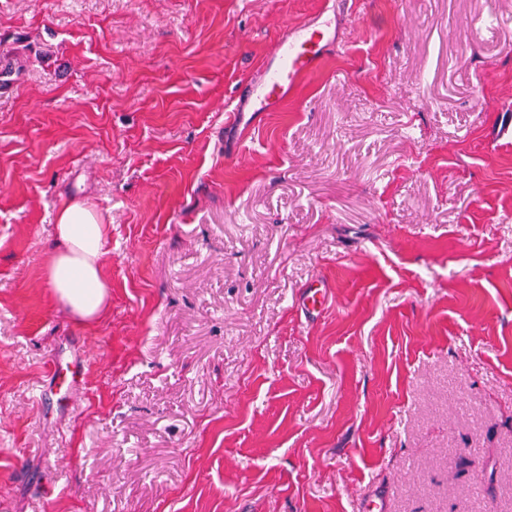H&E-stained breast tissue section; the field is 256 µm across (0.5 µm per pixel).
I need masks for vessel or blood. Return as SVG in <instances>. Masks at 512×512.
<instances>
[{
	"instance_id": "1",
	"label": "vessel or blood",
	"mask_w": 512,
	"mask_h": 512,
	"mask_svg": "<svg viewBox=\"0 0 512 512\" xmlns=\"http://www.w3.org/2000/svg\"><path fill=\"white\" fill-rule=\"evenodd\" d=\"M336 32L328 23L310 18L299 24L286 25L268 53V60L258 76L238 95L224 113V124L239 127L251 124L257 113L274 109L294 92L305 76L321 63ZM327 300L322 286H309L298 300L301 312L308 318L317 317Z\"/></svg>"
}]
</instances>
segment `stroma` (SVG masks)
I'll return each instance as SVG.
<instances>
[{
    "label": "stroma",
    "instance_id": "stroma-1",
    "mask_svg": "<svg viewBox=\"0 0 512 512\" xmlns=\"http://www.w3.org/2000/svg\"><path fill=\"white\" fill-rule=\"evenodd\" d=\"M509 105L512 0H0V512H512ZM74 199L90 324L46 281ZM335 40L336 29L332 30L329 22H319L318 16L303 23L286 25L258 76L225 111V127L249 125L259 112H268L278 106L288 93L298 88L305 76L317 68ZM248 106L253 112H245ZM102 223L101 216L80 201L64 204L56 215V245L47 280L54 299L82 320L97 317L109 294L101 271L106 253ZM317 283L319 287L311 284L298 299L297 305L306 319L317 317L324 309L327 300L325 284L321 281H317Z\"/></svg>",
    "mask_w": 512,
    "mask_h": 512
}]
</instances>
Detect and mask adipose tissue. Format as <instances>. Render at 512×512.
<instances>
[{
    "label": "adipose tissue",
    "mask_w": 512,
    "mask_h": 512,
    "mask_svg": "<svg viewBox=\"0 0 512 512\" xmlns=\"http://www.w3.org/2000/svg\"><path fill=\"white\" fill-rule=\"evenodd\" d=\"M106 239L101 216L82 202L64 204L56 215L54 258L47 280L54 299L82 320L97 317L108 297L101 260Z\"/></svg>",
    "instance_id": "obj_1"
}]
</instances>
